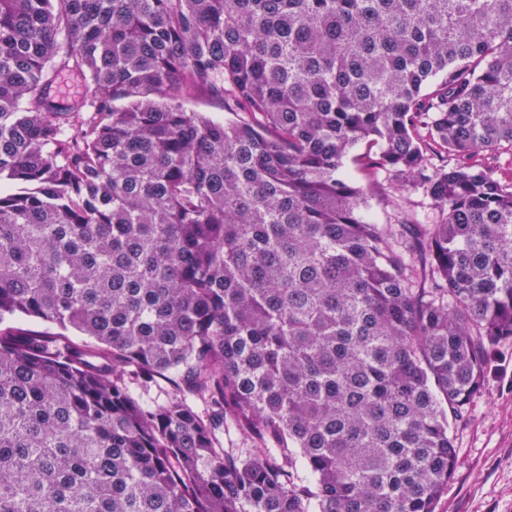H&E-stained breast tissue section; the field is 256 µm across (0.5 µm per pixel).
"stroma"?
<instances>
[{
  "instance_id": "1",
  "label": "stroma",
  "mask_w": 512,
  "mask_h": 512,
  "mask_svg": "<svg viewBox=\"0 0 512 512\" xmlns=\"http://www.w3.org/2000/svg\"><path fill=\"white\" fill-rule=\"evenodd\" d=\"M392 172L380 171L369 198V214L378 224L413 219L435 223L431 198L412 186L392 195ZM456 467L436 512H512V337L489 347L484 386L452 430Z\"/></svg>"
}]
</instances>
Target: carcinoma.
I'll use <instances>...</instances> for the list:
<instances>
[{
  "label": "carcinoma",
  "instance_id": "carcinoma-1",
  "mask_svg": "<svg viewBox=\"0 0 512 512\" xmlns=\"http://www.w3.org/2000/svg\"><path fill=\"white\" fill-rule=\"evenodd\" d=\"M503 144L512 0H0V512H435L512 337ZM380 169L437 223L369 222ZM182 102L184 107L188 110L203 112L214 121L224 122V119L233 118L232 115L224 112V108L217 100L207 94L186 98ZM488 166L494 175L503 180L510 181L512 178V150L510 146H503L494 151H482L478 155Z\"/></svg>",
  "mask_w": 512,
  "mask_h": 512
}]
</instances>
